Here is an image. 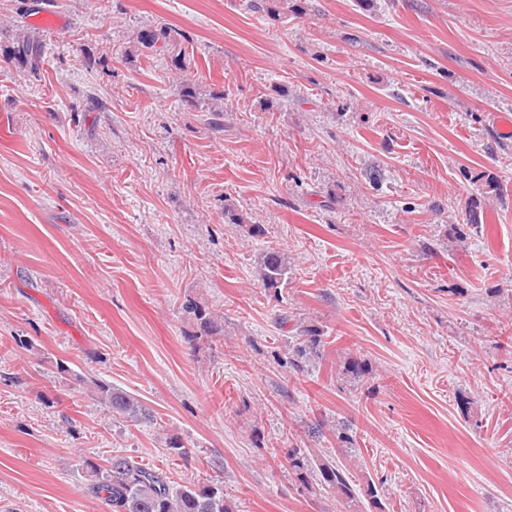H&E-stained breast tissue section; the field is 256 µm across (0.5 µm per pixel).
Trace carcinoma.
Returning <instances> with one entry per match:
<instances>
[{
  "label": "carcinoma",
  "mask_w": 512,
  "mask_h": 512,
  "mask_svg": "<svg viewBox=\"0 0 512 512\" xmlns=\"http://www.w3.org/2000/svg\"><path fill=\"white\" fill-rule=\"evenodd\" d=\"M303 13L300 0H266V12L277 17L281 12ZM178 30L162 27L137 35V43L146 49L156 47L160 41L174 42ZM8 61H18L28 67L30 73L40 71L42 44L39 39L18 40L5 51ZM290 267L285 253L276 248L263 250L258 257L256 274L262 287L268 291L288 284ZM324 332L314 324L300 327V336L291 347L290 365L299 371L304 364L323 359ZM340 373L354 380L369 372L368 365L358 359L347 358L339 365ZM100 402L129 420L147 415L146 407L135 397L120 388L92 382ZM353 449L345 447L332 457L316 454L310 448H290L284 454L289 473L311 492L319 486L335 495L336 501L352 509V512H374L382 508L378 488L371 478L362 483L352 480L347 466ZM90 490L111 512H234L231 502L224 496V482L218 480L204 486L173 488L169 477L160 469L139 464L123 455H115L108 467L87 463Z\"/></svg>",
  "instance_id": "carcinoma-1"
}]
</instances>
